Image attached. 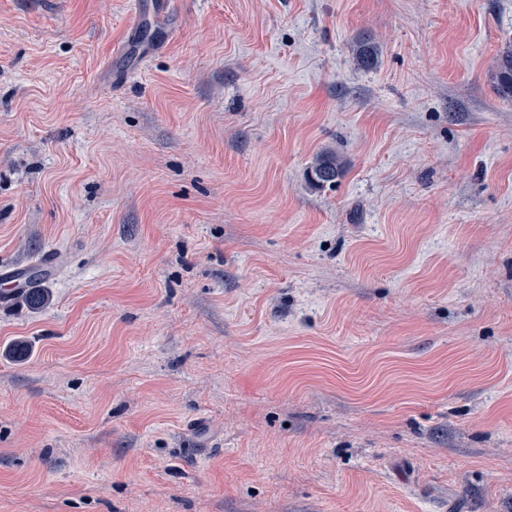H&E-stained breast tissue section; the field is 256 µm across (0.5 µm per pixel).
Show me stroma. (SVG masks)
<instances>
[{
  "mask_svg": "<svg viewBox=\"0 0 512 512\" xmlns=\"http://www.w3.org/2000/svg\"><path fill=\"white\" fill-rule=\"evenodd\" d=\"M128 2L0 0V512H512V0ZM141 1L143 0L131 1L132 7L129 10L126 20V26L128 28H136L142 25L146 8H149L158 20H162L165 17L168 8L170 9L171 6L175 4V2L171 0H151L156 2H153L150 5L143 4ZM493 84L502 100L512 101V43L507 44L499 55ZM341 176V167L330 156H320L311 167V178L317 185L334 184ZM27 267H17L10 263L2 262L0 264V280L2 285L1 297L10 295L18 288H27L31 282L22 281L17 277V273L26 269Z\"/></svg>",
  "mask_w": 512,
  "mask_h": 512,
  "instance_id": "35a3bbf8",
  "label": "stroma"
}]
</instances>
